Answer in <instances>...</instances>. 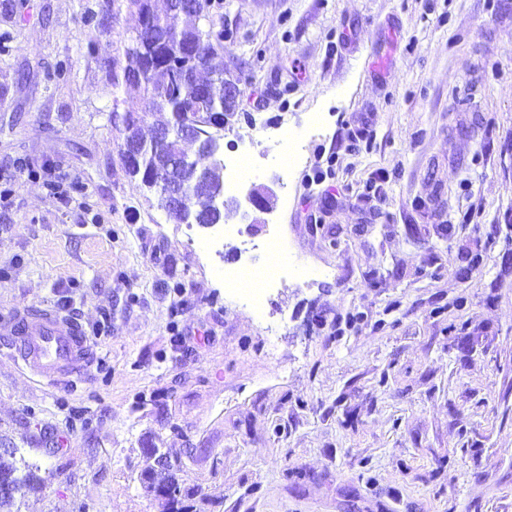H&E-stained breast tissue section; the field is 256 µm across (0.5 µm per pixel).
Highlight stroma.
<instances>
[{
	"instance_id": "stroma-1",
	"label": "stroma",
	"mask_w": 512,
	"mask_h": 512,
	"mask_svg": "<svg viewBox=\"0 0 512 512\" xmlns=\"http://www.w3.org/2000/svg\"><path fill=\"white\" fill-rule=\"evenodd\" d=\"M221 14V145L250 169L213 254L211 228L169 220L120 156L112 62L136 17L0 0V315L48 303L96 352L69 388L0 345V442L44 480L22 512H159L146 448L189 459L214 512H512V0ZM258 120L306 136L292 176L254 145ZM274 225L294 273L257 310L224 269L264 266L244 244Z\"/></svg>"
}]
</instances>
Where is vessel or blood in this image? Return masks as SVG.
<instances>
[{
	"mask_svg": "<svg viewBox=\"0 0 512 512\" xmlns=\"http://www.w3.org/2000/svg\"><path fill=\"white\" fill-rule=\"evenodd\" d=\"M0 334L30 372L54 385L80 382L95 358L79 322L49 305H27L0 317Z\"/></svg>",
	"mask_w": 512,
	"mask_h": 512,
	"instance_id": "b4317fda",
	"label": "vessel or blood"
}]
</instances>
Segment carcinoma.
<instances>
[{"label":"carcinoma","mask_w":512,"mask_h":512,"mask_svg":"<svg viewBox=\"0 0 512 512\" xmlns=\"http://www.w3.org/2000/svg\"><path fill=\"white\" fill-rule=\"evenodd\" d=\"M124 8L138 17V26L125 49L123 67L125 88L137 92L142 105L129 106L123 112V120L116 128L121 134V145L141 155V167L130 168L133 177L141 179L150 189L159 190L157 181L169 170L172 154L184 151V140L178 139L169 149L156 143L155 138H145L142 126L147 117L163 114L165 118L155 123V130L171 129L178 133L183 125L195 120L202 124V130L213 138L224 137V125L234 112L231 93L228 92L224 75L211 70V60L221 47L224 34L215 30L216 23L208 27L199 23V13L186 14L174 9L171 0H166L165 11L159 12L152 0H122ZM194 18V23L182 28L175 24L180 15ZM194 44L198 47V67L190 72L187 82L179 83L172 75V67L167 58L177 45ZM141 70L148 72L142 80L135 78ZM181 180L187 185L185 195L203 201L196 214L204 221L219 224L224 221V213L210 211V197L224 189V165L217 163L205 168L201 173L186 169ZM147 464L140 473V483L152 494L161 507V512H174V504L168 491L182 493L180 509L183 512H201L198 504L210 501L199 495L196 487L186 484L187 464L183 462L160 463L157 458L164 456L159 448L143 449ZM38 466L26 464L19 467L16 451L13 448H0V487L11 484L24 488L40 486L37 476Z\"/></svg>","instance_id":"obj_1"}]
</instances>
